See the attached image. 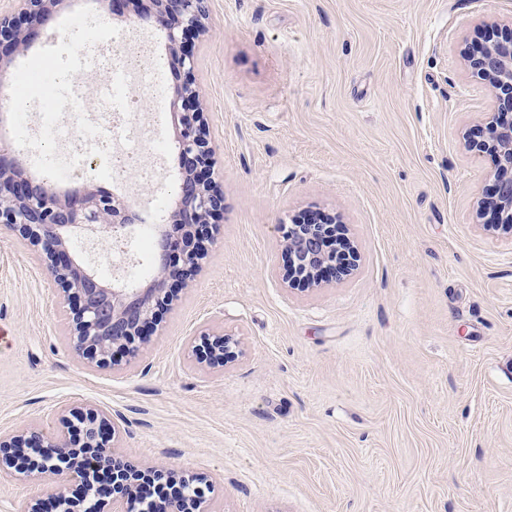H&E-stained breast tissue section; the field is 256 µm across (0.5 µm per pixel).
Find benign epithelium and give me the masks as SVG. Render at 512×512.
Returning a JSON list of instances; mask_svg holds the SVG:
<instances>
[{"instance_id": "obj_1", "label": "benign epithelium", "mask_w": 512, "mask_h": 512, "mask_svg": "<svg viewBox=\"0 0 512 512\" xmlns=\"http://www.w3.org/2000/svg\"><path fill=\"white\" fill-rule=\"evenodd\" d=\"M22 18L0 21L1 48L14 57L31 44L30 31L41 26L50 6L59 0H20ZM206 0H149L138 20L161 29L168 41V65L183 74L169 102L174 142L179 161L175 207L160 229L161 246L155 256L153 277L145 288L107 282L97 267L80 262L64 229L80 228L89 238L127 235L142 222L128 197L97 188L58 197L51 184H34L8 160L0 146V223L11 224L43 252L47 270L60 286L63 298L73 304L71 341L84 358L100 365L115 363L121 351L133 358L139 344L153 329L157 310L172 299L175 287L204 256L206 226L224 212V193L211 180L209 145L199 92L193 79L194 56L186 48L191 35L207 31ZM470 69L494 91L495 109L486 113L476 131L466 137L469 148L494 155L496 169L492 189L478 204V216L492 213L498 224L512 223V38L495 41L468 56ZM285 242L284 280L292 286H317L325 279L341 280L351 274L353 246L342 239L336 250V217L318 214L281 225ZM206 361L219 366L234 357L230 339L222 334L201 333ZM80 425L63 417L54 436L34 428L0 438V447L29 460L41 475H57L60 463L80 480L85 493L73 499L61 489L33 512H98L99 501L117 490L112 512H180L181 503L200 498L202 475L184 476L163 466L143 472L134 465L111 469L115 426L106 413L90 409L79 417ZM82 435V443L70 442V431ZM164 478L178 484L177 499L158 502L151 498L152 481Z\"/></svg>"}]
</instances>
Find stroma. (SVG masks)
I'll return each mask as SVG.
<instances>
[{"mask_svg": "<svg viewBox=\"0 0 512 512\" xmlns=\"http://www.w3.org/2000/svg\"><path fill=\"white\" fill-rule=\"evenodd\" d=\"M190 36L224 213L135 359L96 366L44 257L0 224V434L53 432L91 408L117 460L209 473L208 512H512V228L475 218L492 154L463 135L492 111L466 57L512 34V0H207ZM140 33L132 4L65 0L32 32L53 70ZM83 111L101 106L98 78ZM176 78L141 87L137 150L172 141ZM127 181L147 206L176 202ZM335 215L356 266L285 283L281 225ZM235 356L210 366L201 333ZM60 481L0 458V512Z\"/></svg>", "mask_w": 512, "mask_h": 512, "instance_id": "1", "label": "stroma"}]
</instances>
